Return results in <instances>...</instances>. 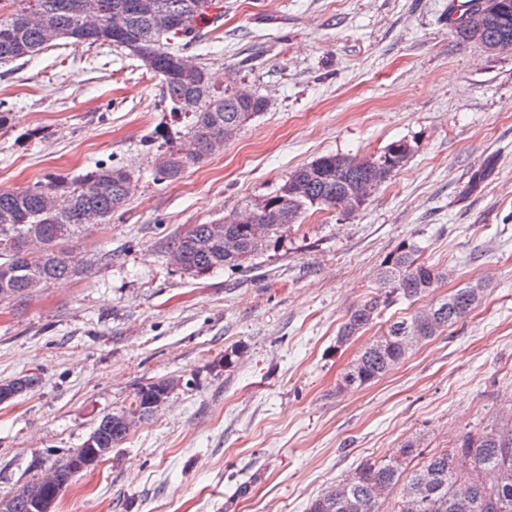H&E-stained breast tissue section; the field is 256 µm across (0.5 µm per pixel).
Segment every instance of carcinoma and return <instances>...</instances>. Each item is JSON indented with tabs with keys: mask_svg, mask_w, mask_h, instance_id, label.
<instances>
[{
	"mask_svg": "<svg viewBox=\"0 0 512 512\" xmlns=\"http://www.w3.org/2000/svg\"><path fill=\"white\" fill-rule=\"evenodd\" d=\"M85 0H0V65L30 60L43 50L65 40L125 48L134 55L152 59L150 70L161 76L165 99L186 119V133L195 152L182 155L167 149L156 167V176L175 181L191 164L224 149V130H241L266 109V100L252 95L244 99L233 90H216L204 68L184 67L179 58L193 44L197 29L214 24L223 11L214 10L220 0H99L101 13L94 22L84 14ZM487 23L475 36L459 19L453 32L463 43H494L512 50V0H489ZM170 20L172 30L160 32L158 22ZM410 152L402 141L387 145L370 158L340 154L323 155L294 170L279 189L267 196L254 223L265 232L261 249L254 248L252 234L244 224L224 225V238L217 240L212 225L195 224L171 242L172 254L181 268L199 276L220 268H236L268 248L280 233L299 223L311 210H336L348 184L376 174L375 165H385L383 179L400 170ZM134 184L122 167L97 164L77 179L50 180L25 190L0 189V302L30 297L38 282L50 283L76 277L87 264L76 258L68 244L87 232L90 224H103L127 205ZM420 248L404 244L390 255L377 273L378 293L352 309L337 342L343 344L371 325L381 307L396 297L418 299L448 278L420 260ZM480 285L460 288L431 300L410 317L389 323L382 336L367 344L340 374L337 389L354 392L383 377L413 350L408 336L430 340L471 313L482 301ZM167 380L140 387L131 404L144 407L142 417L153 409ZM507 422L493 423L477 436L465 435L452 451L434 453L412 469L403 460L421 455L419 444L407 440L386 459H367L345 483L325 488L310 504L309 512H403L402 504L414 498L420 512H455L454 490L465 486L471 492V512H512V405ZM130 432L103 416L93 432L96 448H116ZM71 458L55 466L57 477L48 486L35 481L13 493L9 512H30L29 501L58 497L72 480ZM389 510H382L385 502Z\"/></svg>",
	"mask_w": 512,
	"mask_h": 512,
	"instance_id": "1",
	"label": "carcinoma"
}]
</instances>
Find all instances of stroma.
<instances>
[{
    "label": "stroma",
    "instance_id": "obj_1",
    "mask_svg": "<svg viewBox=\"0 0 512 512\" xmlns=\"http://www.w3.org/2000/svg\"><path fill=\"white\" fill-rule=\"evenodd\" d=\"M449 0H224L196 65L267 108L221 153L157 180L187 146L158 75L121 50L69 46L0 67V189L125 168L126 209L73 247L86 276L0 304V498L82 447L100 417L158 379L180 385L128 438L77 473L55 512H307L328 485L409 439L452 450L512 399V51L453 34ZM405 140L404 166L357 212L309 211L244 268L194 276L169 246L273 193L327 154ZM448 269L434 296L481 284V303L391 372L349 393L341 371L397 299L344 345L336 336L405 243ZM248 486L240 494V486Z\"/></svg>",
    "mask_w": 512,
    "mask_h": 512
}]
</instances>
